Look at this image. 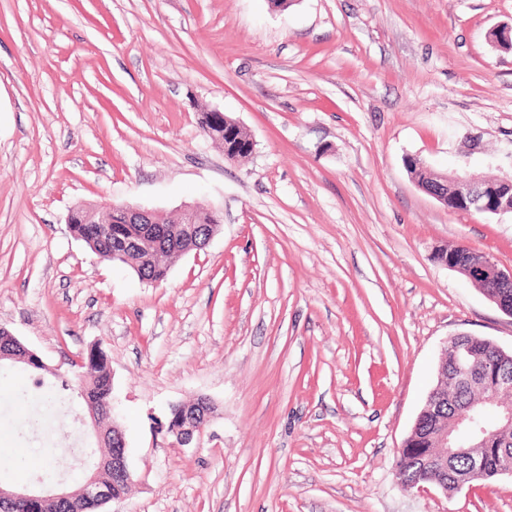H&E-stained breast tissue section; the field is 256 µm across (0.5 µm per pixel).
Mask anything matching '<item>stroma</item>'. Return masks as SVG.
<instances>
[{"label": "stroma", "mask_w": 512, "mask_h": 512, "mask_svg": "<svg viewBox=\"0 0 512 512\" xmlns=\"http://www.w3.org/2000/svg\"><path fill=\"white\" fill-rule=\"evenodd\" d=\"M511 22L512 0H0V326L58 370L0 367V483L86 476L84 403L55 385L98 344L134 473L103 512H512L510 477L449 496L395 475L442 343L512 345L437 259L512 267V214L448 211L405 165L512 177V51L489 40ZM195 202L222 225L156 286L67 223ZM201 395L178 446L170 412ZM204 112H206L207 118L215 126H219V127L224 126V129H225V126H227L229 123H231L235 126H241V124L238 121L230 119L227 116H224V113L219 110L211 109V110H205ZM224 119H225V125H224ZM199 123H200L201 129L206 134V136H208L213 141L224 144V135L220 134L223 129L222 130L218 129L213 124H211L209 122H205L202 119H200ZM235 136H237L238 138L235 140L234 144H239L240 145L239 149L241 151H243L246 148L247 144L249 143V140L252 138V135L250 134V132L243 126H241L235 132ZM192 405H195V408L190 412ZM178 409L182 420L180 423H175L169 427L170 422L174 418V410L172 409L168 420L169 424H167L169 434L175 437L176 443L179 446H189L193 443L195 436L199 434L209 422L212 415L211 404L209 400L204 397L190 405L181 406Z\"/></svg>", "instance_id": "35a3bbf8"}]
</instances>
